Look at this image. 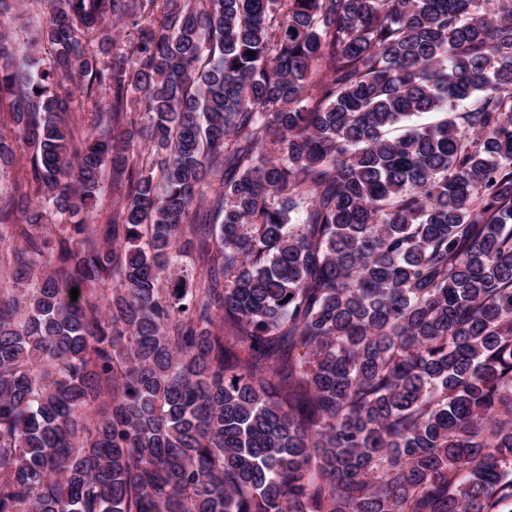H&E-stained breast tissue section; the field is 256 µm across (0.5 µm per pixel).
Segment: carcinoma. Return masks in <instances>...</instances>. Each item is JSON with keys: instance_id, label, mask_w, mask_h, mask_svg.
<instances>
[{"instance_id": "obj_1", "label": "carcinoma", "mask_w": 512, "mask_h": 512, "mask_svg": "<svg viewBox=\"0 0 512 512\" xmlns=\"http://www.w3.org/2000/svg\"><path fill=\"white\" fill-rule=\"evenodd\" d=\"M45 3L49 60L0 34V512H512V0ZM109 95L107 93H97L93 96L77 95L78 107L72 114L76 124L81 130L82 136L89 132L98 131L102 115L106 111ZM32 151L16 147V159L11 165L0 167V190L10 194L15 187L24 185V191L29 192L28 180L31 172Z\"/></svg>"}]
</instances>
